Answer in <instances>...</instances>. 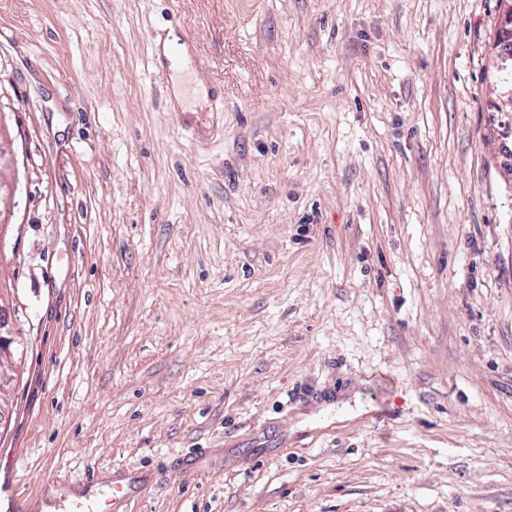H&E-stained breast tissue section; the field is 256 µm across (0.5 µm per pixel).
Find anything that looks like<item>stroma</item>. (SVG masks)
Returning a JSON list of instances; mask_svg holds the SVG:
<instances>
[{
	"mask_svg": "<svg viewBox=\"0 0 512 512\" xmlns=\"http://www.w3.org/2000/svg\"><path fill=\"white\" fill-rule=\"evenodd\" d=\"M503 10L0 0L15 512H512ZM189 58L184 56L183 62L175 67L172 76V106L178 105L184 112L193 111L187 107L188 89L184 84V77L189 70ZM103 483H105L109 491L94 493ZM131 481L126 478L117 479L115 475L104 481V477L92 475L86 481L74 485L71 490L79 495H87L93 493L96 497L95 503L99 504L102 511H110L112 509V500L124 497L130 488Z\"/></svg>",
	"mask_w": 512,
	"mask_h": 512,
	"instance_id": "1",
	"label": "stroma"
}]
</instances>
